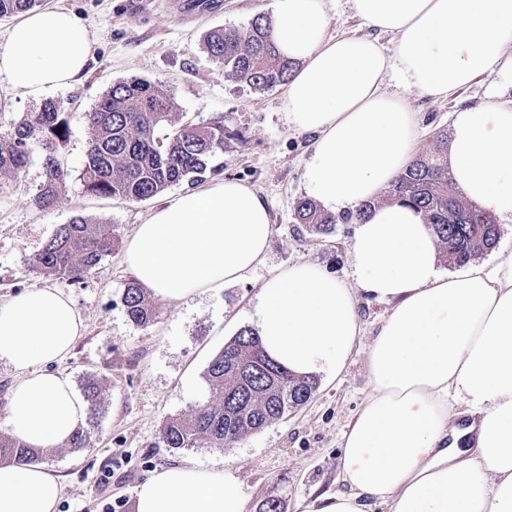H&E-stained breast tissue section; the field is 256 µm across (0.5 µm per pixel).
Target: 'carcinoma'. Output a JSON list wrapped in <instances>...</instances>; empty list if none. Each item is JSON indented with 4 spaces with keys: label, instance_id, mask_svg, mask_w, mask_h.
<instances>
[{
    "label": "carcinoma",
    "instance_id": "carcinoma-1",
    "mask_svg": "<svg viewBox=\"0 0 512 512\" xmlns=\"http://www.w3.org/2000/svg\"><path fill=\"white\" fill-rule=\"evenodd\" d=\"M42 5V0H0V17L22 13ZM207 54L224 78L256 90L284 85L295 62L280 55L272 23L255 16L244 28L216 27L204 39ZM89 137L80 181L95 196L129 201L152 199L172 185L199 180L206 172L219 173L214 163L231 137L224 122L181 124L173 98L161 85L133 78L112 85L85 113ZM67 121L60 104L45 102L0 133V180L16 179L25 170L32 145L44 154V181L35 205H53L66 183L68 172L57 161L66 140ZM448 169V137L436 136L429 150L418 155L388 188V197L409 202L430 225L443 257L460 265L494 249L500 238L497 224H485L487 211L452 189ZM298 223L317 234L331 233L336 218L312 199L300 200L295 209ZM116 237L109 224H97L81 216L61 224L30 258L31 269L44 278L81 282L112 252ZM129 320L138 326L157 316L155 306L136 281L122 296ZM210 400L187 418L164 422L161 438L168 448L223 449L250 433L283 419L307 403L315 393V377L280 368L263 353L259 338L250 329L240 330L210 361L206 369ZM88 403L87 426L76 430L65 448H86L94 432V418L102 389L94 378L83 388ZM42 451L19 440L0 438L1 463H33Z\"/></svg>",
    "mask_w": 512,
    "mask_h": 512
}]
</instances>
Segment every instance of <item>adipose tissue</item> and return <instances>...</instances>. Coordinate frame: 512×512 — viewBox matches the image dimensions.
Returning a JSON list of instances; mask_svg holds the SVG:
<instances>
[{
    "mask_svg": "<svg viewBox=\"0 0 512 512\" xmlns=\"http://www.w3.org/2000/svg\"><path fill=\"white\" fill-rule=\"evenodd\" d=\"M395 38L329 33L327 0H273L279 52L298 63L284 96L290 128L312 133L305 180L334 212L371 210L349 251L351 281L302 262L266 280L253 314L265 354L299 375L340 373L361 334L358 296L392 305L368 352L372 391L342 436L345 492L307 512H512V255L443 274L420 212L382 192L414 158L422 129L407 91L456 94L487 71L512 89V0H352ZM87 26L62 7L23 13L0 38V78L37 99L85 72ZM397 74L404 93L384 89ZM448 160L457 186L512 219V100L498 93L453 113ZM266 205L221 180L175 195L137 225L124 261L155 296L181 301L241 279L270 236ZM84 332L58 289L0 300V363L16 375L11 436L56 448L85 426L88 405L55 370ZM62 480L40 465L0 464V512H56ZM135 512H245L238 477L194 463L156 472Z\"/></svg>",
    "mask_w": 512,
    "mask_h": 512,
    "instance_id": "ef3b65f1",
    "label": "adipose tissue"
}]
</instances>
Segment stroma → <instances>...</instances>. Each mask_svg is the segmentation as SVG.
I'll return each mask as SVG.
<instances>
[{
    "mask_svg": "<svg viewBox=\"0 0 512 512\" xmlns=\"http://www.w3.org/2000/svg\"><path fill=\"white\" fill-rule=\"evenodd\" d=\"M80 17L96 39L88 75L74 86L50 92L65 107L68 136L57 158L69 177L56 202L34 205L44 174L42 151L34 149L21 176L0 181V299L49 284L34 273L30 258L62 224L82 216L111 225L117 244L82 282H51L75 304L85 333L59 368L76 387L94 377L103 387L102 405L89 447L44 451L42 466L62 478L58 512H134L136 487L162 469L189 461L213 471H232L246 494L245 512H263L279 500L282 512H305L323 495L342 491V434L371 392L366 350L391 305L361 298L362 334L343 371L319 379L312 398L284 419L238 442L214 448L165 447L160 430L210 399L205 371L212 358L241 329L263 282L282 268L308 262L349 279V249L355 223L337 224L321 235L297 223L299 200L308 197L305 165L314 138L289 128L283 87L258 91L225 80L203 40L215 27H244L255 15H271L272 0H217L187 10L185 0H47ZM141 78L159 83L173 98L181 123L223 120L236 132L218 157V178L249 186L267 205L271 235L263 262L242 279L181 302L154 298L158 312L145 327L129 321L122 302L134 278L123 260L138 224L160 198L128 201L85 192L82 171L88 130L85 114L113 84ZM497 81L488 72L445 101L417 91L407 94L424 128L421 146L448 133L453 112L485 101ZM205 175V182H213ZM110 480H103V473Z\"/></svg>",
    "mask_w": 512,
    "mask_h": 512,
    "instance_id": "1",
    "label": "stroma"
}]
</instances>
